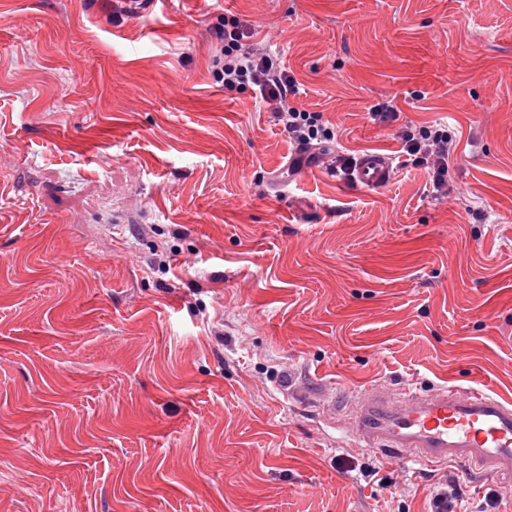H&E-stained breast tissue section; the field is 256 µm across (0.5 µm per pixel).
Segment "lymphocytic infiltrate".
<instances>
[{"label": "lymphocytic infiltrate", "mask_w": 512, "mask_h": 512, "mask_svg": "<svg viewBox=\"0 0 512 512\" xmlns=\"http://www.w3.org/2000/svg\"><path fill=\"white\" fill-rule=\"evenodd\" d=\"M214 35L220 43L212 60L211 74L226 91H247L273 112L284 133L300 154L309 161L326 163L329 171L351 174L357 164L354 156L335 154L334 131L321 113L298 108L297 79L266 47L253 39L254 33L237 16L225 17ZM406 163L424 169L430 176L435 195L448 193V160L453 139L442 124L404 126L399 133Z\"/></svg>", "instance_id": "obj_1"}]
</instances>
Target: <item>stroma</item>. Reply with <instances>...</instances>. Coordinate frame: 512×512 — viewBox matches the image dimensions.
Instances as JSON below:
<instances>
[{
    "label": "stroma",
    "mask_w": 512,
    "mask_h": 512,
    "mask_svg": "<svg viewBox=\"0 0 512 512\" xmlns=\"http://www.w3.org/2000/svg\"><path fill=\"white\" fill-rule=\"evenodd\" d=\"M112 3L0 0V512H432L442 484L512 512V477L380 455L332 406L512 400V0ZM231 15L337 153L447 124V195L295 166L212 78Z\"/></svg>",
    "instance_id": "obj_1"
}]
</instances>
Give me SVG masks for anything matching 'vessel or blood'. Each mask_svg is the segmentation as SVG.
Masks as SVG:
<instances>
[{
  "instance_id": "obj_1",
  "label": "vessel or blood",
  "mask_w": 512,
  "mask_h": 512,
  "mask_svg": "<svg viewBox=\"0 0 512 512\" xmlns=\"http://www.w3.org/2000/svg\"><path fill=\"white\" fill-rule=\"evenodd\" d=\"M392 157L362 155L356 184L386 187ZM350 427L366 447L388 455L410 453L425 462L461 461L471 471L512 476V401L439 385L418 393L406 388L363 390L348 400Z\"/></svg>"
}]
</instances>
